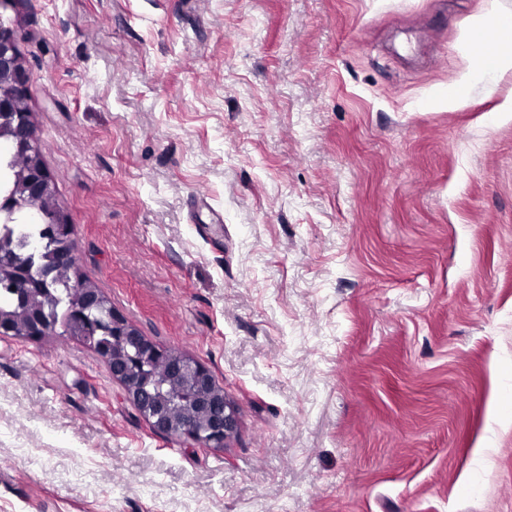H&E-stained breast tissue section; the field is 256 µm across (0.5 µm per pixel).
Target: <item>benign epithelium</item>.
Instances as JSON below:
<instances>
[{
	"label": "benign epithelium",
	"mask_w": 512,
	"mask_h": 512,
	"mask_svg": "<svg viewBox=\"0 0 512 512\" xmlns=\"http://www.w3.org/2000/svg\"><path fill=\"white\" fill-rule=\"evenodd\" d=\"M31 75L18 50V36L0 14V139L20 159L16 184L0 196V224L28 207L43 224V242L33 243L29 260L14 259L11 245L0 242V267L8 272L0 285L17 287L16 308L0 311V335L38 340L49 335L54 315L48 309L50 288L61 272L72 277L76 254L72 224L56 206L55 187L43 165L25 88ZM67 309L71 333L96 352L123 386L131 403L154 432L186 439L200 447L222 448L237 430L238 416L213 372L204 364L150 341L109 304L102 292L80 282Z\"/></svg>",
	"instance_id": "obj_1"
}]
</instances>
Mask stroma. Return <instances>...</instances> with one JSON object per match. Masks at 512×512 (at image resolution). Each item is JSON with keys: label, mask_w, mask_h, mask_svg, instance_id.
I'll return each instance as SVG.
<instances>
[{"label": "stroma", "mask_w": 512, "mask_h": 512, "mask_svg": "<svg viewBox=\"0 0 512 512\" xmlns=\"http://www.w3.org/2000/svg\"><path fill=\"white\" fill-rule=\"evenodd\" d=\"M512 0H14L77 276L238 409L156 435L0 336V512H512ZM483 33L488 34L491 37L490 42L486 44L487 46H496V43L501 40H504V42H511L512 15H484L476 18L472 24L470 40L473 41ZM476 69L489 73H506L512 70V54L497 50L493 54L483 53L474 59Z\"/></svg>", "instance_id": "obj_1"}]
</instances>
